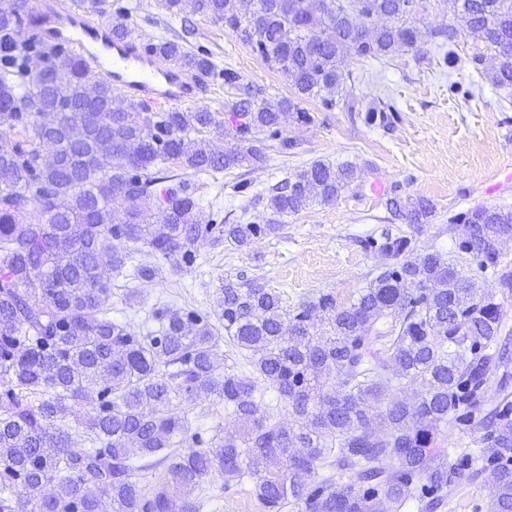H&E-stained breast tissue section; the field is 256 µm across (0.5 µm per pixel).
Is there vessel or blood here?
Segmentation results:
<instances>
[{
  "label": "vessel or blood",
  "mask_w": 512,
  "mask_h": 512,
  "mask_svg": "<svg viewBox=\"0 0 512 512\" xmlns=\"http://www.w3.org/2000/svg\"><path fill=\"white\" fill-rule=\"evenodd\" d=\"M37 15L42 38L78 46L95 74L119 86L134 104L164 107L193 100L200 90L198 80L166 65L146 46L113 35L106 23L58 12L49 0Z\"/></svg>",
  "instance_id": "b4317fda"
}]
</instances>
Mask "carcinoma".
<instances>
[{
	"label": "carcinoma",
	"instance_id": "1",
	"mask_svg": "<svg viewBox=\"0 0 512 512\" xmlns=\"http://www.w3.org/2000/svg\"><path fill=\"white\" fill-rule=\"evenodd\" d=\"M26 0L0 11V512H168L179 500L198 512L195 491L218 475L224 483L250 475L267 512L292 504L299 512H400L432 509L460 476L483 459L495 488L492 512H512V418H481L480 454L451 455L441 425L477 406L492 370L508 359L502 304L480 293L458 269L472 256L499 265V244L512 238V209L477 206L448 218L456 260L435 250L412 257L413 238L384 233L379 250L395 260L357 297L330 294L293 312L281 293L261 284L223 283L216 315L224 335L251 354L255 371L288 405L284 426L262 411L248 377L219 372L220 336L195 310L156 311L146 334L112 318L110 269L120 276L147 250L170 273L195 261L200 243L248 246L279 230L282 218L310 202L330 203L357 179L350 164L321 160L269 188L265 225L205 220L190 175L266 160L264 134L281 136L304 99L336 106L333 95L354 82L342 64L386 58L422 40L415 0H164L169 15H201L224 24L294 89L272 101L241 82L219 112H149L116 102L112 83L87 60L41 38L22 37ZM470 33L494 52L485 71L512 87V0H444ZM385 17L377 27L372 19ZM189 28L147 44L199 80L216 76L212 54L188 46ZM98 88L95 102L85 95ZM365 106L366 120L394 111L382 98L348 94L343 107ZM209 129L216 139L197 138ZM25 134L12 142L3 132ZM51 136L59 161L45 164ZM230 143H225V140ZM160 193L155 213L139 199ZM386 207L420 227L436 214L431 200L389 198ZM387 328L382 330L378 324ZM416 385L412 399L392 391ZM214 397L231 409L241 433L198 447L183 397ZM87 409L93 448L76 452L77 435L57 425L74 406ZM193 446L179 451L187 440ZM336 476L318 479L321 464ZM163 467L146 491L139 472ZM56 484L51 498L41 487Z\"/></svg>",
	"mask_w": 512,
	"mask_h": 512
}]
</instances>
